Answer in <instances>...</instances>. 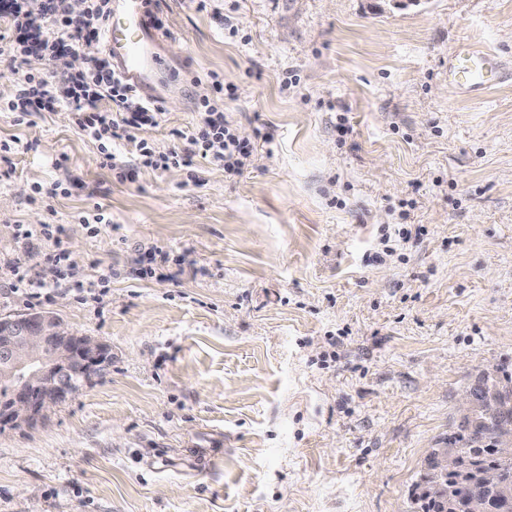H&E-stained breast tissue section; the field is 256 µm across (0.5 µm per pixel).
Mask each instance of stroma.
Wrapping results in <instances>:
<instances>
[{
    "mask_svg": "<svg viewBox=\"0 0 512 512\" xmlns=\"http://www.w3.org/2000/svg\"><path fill=\"white\" fill-rule=\"evenodd\" d=\"M183 149L208 74L258 133L243 173L118 179L66 110L0 112V316L49 310L112 361L0 430V512H414L425 457L484 372L512 369V82L448 88L471 44L512 67V0H161ZM66 182L45 204L34 183ZM100 211L91 236L79 217ZM59 224L91 298L17 280ZM411 230L382 251L383 232ZM185 254L158 282L139 247Z\"/></svg>",
    "mask_w": 512,
    "mask_h": 512,
    "instance_id": "1",
    "label": "stroma"
}]
</instances>
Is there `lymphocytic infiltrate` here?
Instances as JSON below:
<instances>
[{
    "label": "lymphocytic infiltrate",
    "instance_id": "obj_1",
    "mask_svg": "<svg viewBox=\"0 0 512 512\" xmlns=\"http://www.w3.org/2000/svg\"><path fill=\"white\" fill-rule=\"evenodd\" d=\"M110 4L111 0H83L77 9L71 0H0V18L7 19L12 29L11 35H0V61L12 76L10 92L0 96V111L24 118L38 110L66 109L76 129L96 144L102 166L121 179L143 170L189 168L197 158L227 174L242 173L255 139L233 127L218 101L209 95L198 99V120L184 135L185 148L164 150L149 135L162 119L160 107L143 101L114 72L106 57H88L76 70L57 67L60 54L78 51L83 41L100 34ZM33 58L51 65L52 77L31 71L29 61ZM103 101L108 102V110L100 109ZM120 141L133 146L129 160L117 159L113 151ZM15 234L23 240L37 238L52 245L31 287L57 288L74 279L62 225L42 224L33 229L20 224Z\"/></svg>",
    "mask_w": 512,
    "mask_h": 512
}]
</instances>
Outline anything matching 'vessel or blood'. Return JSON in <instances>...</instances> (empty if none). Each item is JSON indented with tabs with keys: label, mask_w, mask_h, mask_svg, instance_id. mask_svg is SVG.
<instances>
[{
	"label": "vessel or blood",
	"mask_w": 512,
	"mask_h": 512,
	"mask_svg": "<svg viewBox=\"0 0 512 512\" xmlns=\"http://www.w3.org/2000/svg\"><path fill=\"white\" fill-rule=\"evenodd\" d=\"M164 32L146 7V0H112V14L103 35V49L113 68L150 101L161 98L160 48ZM508 77L499 57L470 45L448 57V84L457 94L481 93Z\"/></svg>",
	"instance_id": "1"
}]
</instances>
